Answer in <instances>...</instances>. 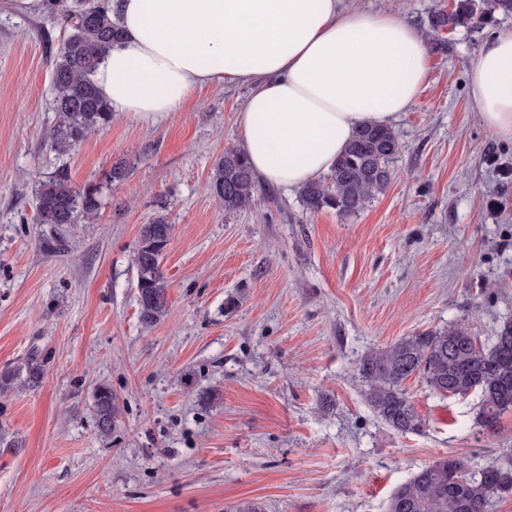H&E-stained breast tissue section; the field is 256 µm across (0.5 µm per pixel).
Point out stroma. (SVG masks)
<instances>
[{
    "mask_svg": "<svg viewBox=\"0 0 512 512\" xmlns=\"http://www.w3.org/2000/svg\"><path fill=\"white\" fill-rule=\"evenodd\" d=\"M355 5L419 30L427 77L391 123L390 187L350 216L262 181L242 212L210 195L214 162L241 144L245 86L197 90L169 117L113 114L75 151H51L64 30L42 9L0 14V369L34 357L45 371L0 394V512H386L434 460L480 467L512 448V412L486 434L478 396L407 379L423 428L401 434L355 378L368 351L416 331L464 323L487 344L512 319V141L481 123L469 88L512 12L436 35L429 18L452 0ZM120 162L129 174L111 182ZM60 173L98 189L101 208L63 227L54 254L34 194ZM159 216L174 226L169 310L147 327L131 257ZM102 385L119 406L107 438ZM92 408L98 433L104 438L110 437L118 417V406L112 390L98 387L93 395Z\"/></svg>",
    "mask_w": 512,
    "mask_h": 512,
    "instance_id": "obj_1",
    "label": "stroma"
}]
</instances>
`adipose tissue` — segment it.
Here are the masks:
<instances>
[{
	"mask_svg": "<svg viewBox=\"0 0 512 512\" xmlns=\"http://www.w3.org/2000/svg\"><path fill=\"white\" fill-rule=\"evenodd\" d=\"M112 16L122 37L93 75L112 110L154 118L198 89L248 86L242 150L282 187L330 172L360 127L390 124L424 82V36L345 0H112ZM469 81L482 124L512 139V32L483 45Z\"/></svg>",
	"mask_w": 512,
	"mask_h": 512,
	"instance_id": "1",
	"label": "adipose tissue"
}]
</instances>
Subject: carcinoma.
Masks as SVG:
<instances>
[{"instance_id":"obj_1","label":"carcinoma","mask_w":512,"mask_h":512,"mask_svg":"<svg viewBox=\"0 0 512 512\" xmlns=\"http://www.w3.org/2000/svg\"><path fill=\"white\" fill-rule=\"evenodd\" d=\"M67 31L52 63L54 105L61 123L50 136L58 153L75 150L97 127L108 123L112 109L98 93L91 74L121 31L112 21L111 0H47ZM512 10V0H457L455 8L437 11L432 28L455 30L479 28L487 11ZM399 143L392 127L370 124L358 130L323 179L300 188L304 208L310 212L334 209L343 216L356 214L393 179L390 163ZM208 188L227 213L255 203L256 180L244 154L224 150L214 164ZM37 223H91L98 217V191L73 188L66 175L41 183L36 189ZM173 235V225L157 217L142 225L133 251L140 321L154 325L167 313L168 283L161 261ZM416 377L433 393L460 396L480 393L477 422L495 433L502 416L512 411V320L502 324L489 344L481 343L463 323L426 329L368 352L358 364L356 378L368 405L393 430L416 433L423 423L404 381ZM43 379L41 365L27 359L0 370V393L14 388H35ZM98 433L104 438L116 427L118 406L112 390L99 387L93 395ZM512 493V462L473 468L465 456L441 457L410 480L397 486L388 500L387 512H488L491 501Z\"/></svg>"}]
</instances>
